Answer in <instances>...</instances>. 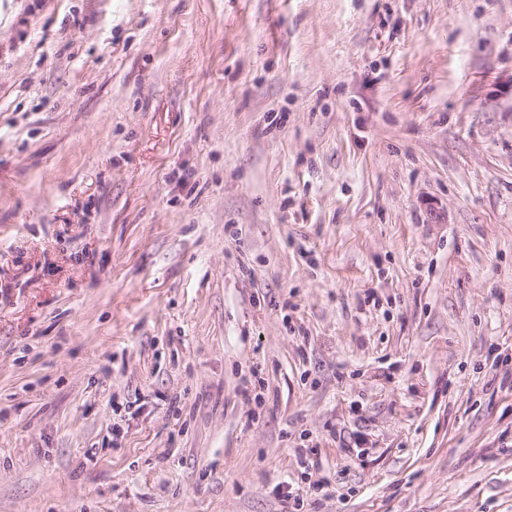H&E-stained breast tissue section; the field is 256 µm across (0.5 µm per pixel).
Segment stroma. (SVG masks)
Returning <instances> with one entry per match:
<instances>
[{"instance_id": "1", "label": "stroma", "mask_w": 512, "mask_h": 512, "mask_svg": "<svg viewBox=\"0 0 512 512\" xmlns=\"http://www.w3.org/2000/svg\"><path fill=\"white\" fill-rule=\"evenodd\" d=\"M0 512H512V0H0Z\"/></svg>"}]
</instances>
